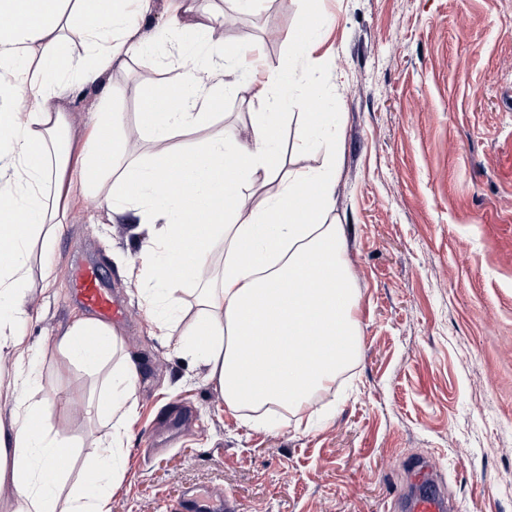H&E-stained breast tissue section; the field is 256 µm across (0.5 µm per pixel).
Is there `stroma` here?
Wrapping results in <instances>:
<instances>
[{
  "label": "stroma",
  "mask_w": 512,
  "mask_h": 512,
  "mask_svg": "<svg viewBox=\"0 0 512 512\" xmlns=\"http://www.w3.org/2000/svg\"><path fill=\"white\" fill-rule=\"evenodd\" d=\"M194 17H238L223 44L252 58V76L210 105V122L158 143L143 124L151 75L178 83L182 61L162 43L62 102L74 142L103 101L122 112L128 157L203 148L220 131L247 140L269 103L256 85L288 61V38L316 22L320 41L295 65L282 118L278 178L243 180L263 208L289 172L322 155L296 140L300 95L321 85L334 112L336 194L360 343L335 385L299 412L227 409L203 367L162 335L127 275L140 235L97 198L72 206L50 252L33 248L29 362L48 391L46 419L76 446L70 479L110 427L96 409L102 375L69 364L54 340L86 312L72 276L100 261L124 300L115 332L137 366L138 413L124 440L112 512H167L186 493L223 492L235 512H400L415 461L427 460L459 512H512V0H192ZM275 38H268V31ZM51 267L43 279V267Z\"/></svg>",
  "instance_id": "35a3bbf8"
}]
</instances>
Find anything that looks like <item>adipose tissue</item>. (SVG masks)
Here are the masks:
<instances>
[{
    "label": "adipose tissue",
    "mask_w": 512,
    "mask_h": 512,
    "mask_svg": "<svg viewBox=\"0 0 512 512\" xmlns=\"http://www.w3.org/2000/svg\"><path fill=\"white\" fill-rule=\"evenodd\" d=\"M171 2L172 27L190 25L199 35L196 46L185 49L198 65L172 87L147 81L148 97L167 101L166 111L144 117L159 142L208 122L210 99L237 87L220 73L208 84L200 77L207 49L223 40V14L194 22L188 0ZM153 6L154 0H0V358L15 361L13 418L9 429L0 428V486L19 492L20 512H112L104 489L123 477L122 436L137 415V367L117 359L111 326L82 318L57 336L69 363L90 373L112 368L110 390L97 403L112 425L110 437L66 500L58 501L56 490L65 482L58 453L69 442L46 424L48 393L25 365L31 351L24 330L26 280L31 243L38 239L50 249L78 196L99 195L113 216L130 215L145 230L140 263L129 275L150 282L142 294L148 312H155L158 296L176 298L179 280L167 269L182 247L191 249L187 276L203 285L180 348L202 364L228 409L285 403L304 410L311 393L335 384L358 347V299L343 229L328 221L336 191L335 118L321 109L318 87L302 98L307 111L297 139L305 149L322 143L321 166L291 173L263 211L238 195L242 179L278 174L277 129L281 108L293 100L292 61L306 51L316 28L290 37L289 65L269 72L258 87L271 108L254 114L248 141L212 138L204 149L180 151L179 168L129 161L123 116L107 105L81 148L65 147L69 118L52 109V101L145 51L139 24ZM69 9L91 47L82 57L61 46ZM218 242L225 255L214 267L209 258ZM85 336L102 343L84 348Z\"/></svg>",
    "instance_id": "ef3b65f1"
}]
</instances>
